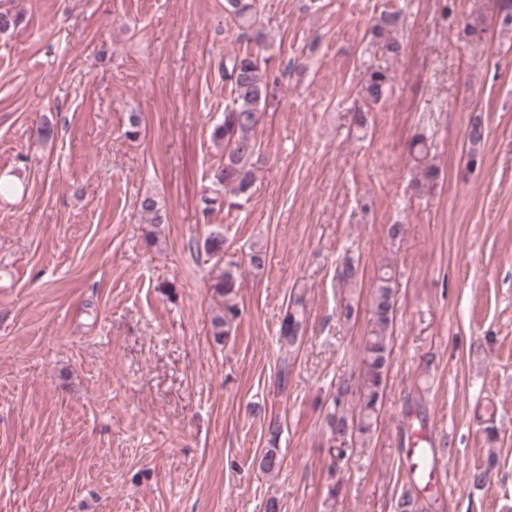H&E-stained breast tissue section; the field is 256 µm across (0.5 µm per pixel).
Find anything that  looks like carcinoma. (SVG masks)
<instances>
[{"label": "carcinoma", "instance_id": "obj_1", "mask_svg": "<svg viewBox=\"0 0 512 512\" xmlns=\"http://www.w3.org/2000/svg\"><path fill=\"white\" fill-rule=\"evenodd\" d=\"M224 13L244 37L260 39L256 30V20L252 0H224ZM402 28V15L398 11L382 13L366 30L371 45L383 54L397 57L403 49L398 33ZM462 31L470 41H480L486 33L482 19L466 18ZM224 81L230 87V102L224 106V121L213 130L212 137L224 148V166L215 174L212 195L203 196L204 209L210 210L216 204L225 202L223 194L228 192L246 204L250 200V189L254 182V162L257 142L255 131L261 113L267 108L271 93V84L264 60L259 52H228L224 54ZM391 76L381 67H370L366 71L361 93L364 98L376 104L389 92ZM485 137L482 117L472 118L467 132V157L473 163L478 156V146ZM142 214L149 217L152 224L165 223L157 201L144 196L140 202ZM393 277L384 272L378 276L374 285L373 310L375 324L363 344V363L365 376L363 390L356 418L349 420L342 416L336 420V433L345 437L355 432L363 435L371 432L377 421L382 405L385 381L390 367L391 349L388 331L393 322L394 289ZM237 282L235 265L229 264L219 276L215 290L222 296L234 292ZM238 311L232 305L224 308V313L213 318V336L218 340L227 339ZM306 323L303 298L293 299L287 308L280 325V347L290 349L301 339Z\"/></svg>", "mask_w": 512, "mask_h": 512}]
</instances>
